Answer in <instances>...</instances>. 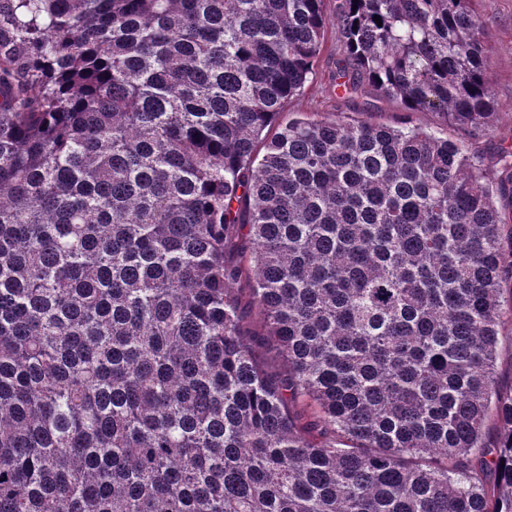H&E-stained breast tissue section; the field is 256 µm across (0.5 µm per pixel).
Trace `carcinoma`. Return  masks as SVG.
Segmentation results:
<instances>
[{
	"label": "carcinoma",
	"instance_id": "obj_1",
	"mask_svg": "<svg viewBox=\"0 0 512 512\" xmlns=\"http://www.w3.org/2000/svg\"><path fill=\"white\" fill-rule=\"evenodd\" d=\"M471 2L0 0V512H512ZM342 58L336 25L330 24L327 26L323 46L314 66L313 77H310L297 96L289 100L282 117L288 119V113L308 112L322 118H334L338 112H342L331 81V75L336 71V62ZM374 105L373 112H367L364 118H372V120L381 123H391L396 119L400 112L398 103L389 101L372 92L368 98ZM413 121L414 124L424 128H429L441 133L448 132L449 138H458L461 136L457 129L451 127L450 125L447 127L444 117L437 112H416L413 115Z\"/></svg>",
	"mask_w": 512,
	"mask_h": 512
}]
</instances>
